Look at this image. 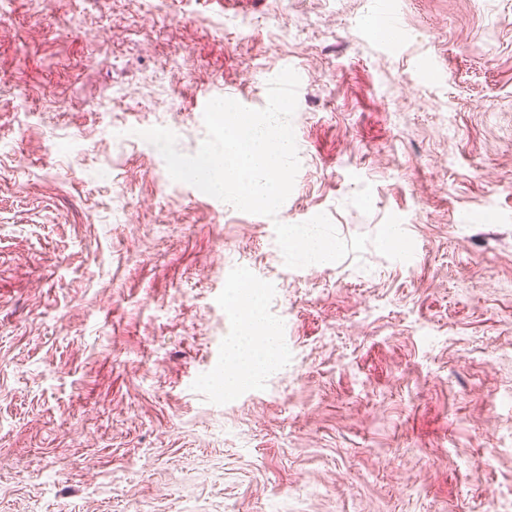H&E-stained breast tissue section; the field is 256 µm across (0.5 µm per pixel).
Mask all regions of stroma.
Listing matches in <instances>:
<instances>
[{"mask_svg": "<svg viewBox=\"0 0 512 512\" xmlns=\"http://www.w3.org/2000/svg\"><path fill=\"white\" fill-rule=\"evenodd\" d=\"M393 10L405 39L380 44ZM300 77L276 218L171 180ZM402 219L413 265L274 224ZM250 277L279 360L225 390ZM512 512V0H0V512Z\"/></svg>", "mask_w": 512, "mask_h": 512, "instance_id": "1", "label": "stroma"}]
</instances>
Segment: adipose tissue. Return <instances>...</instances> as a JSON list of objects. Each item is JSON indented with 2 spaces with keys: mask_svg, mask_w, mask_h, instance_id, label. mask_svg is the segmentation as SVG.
Segmentation results:
<instances>
[{
  "mask_svg": "<svg viewBox=\"0 0 512 512\" xmlns=\"http://www.w3.org/2000/svg\"><path fill=\"white\" fill-rule=\"evenodd\" d=\"M231 299L245 314L247 335L227 347L224 387L228 390L256 382L273 367L279 352L278 327L267 317L256 293L237 288Z\"/></svg>",
  "mask_w": 512,
  "mask_h": 512,
  "instance_id": "adipose-tissue-1",
  "label": "adipose tissue"
}]
</instances>
